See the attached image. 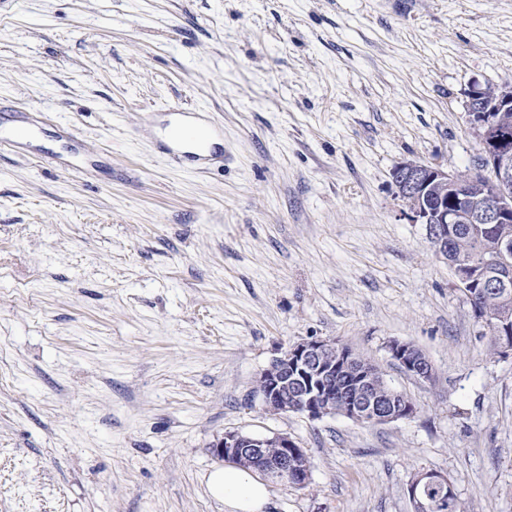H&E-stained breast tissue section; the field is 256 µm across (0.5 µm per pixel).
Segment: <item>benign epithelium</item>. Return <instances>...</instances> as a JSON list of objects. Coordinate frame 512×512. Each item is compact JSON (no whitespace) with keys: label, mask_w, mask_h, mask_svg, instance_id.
<instances>
[{"label":"benign epithelium","mask_w":512,"mask_h":512,"mask_svg":"<svg viewBox=\"0 0 512 512\" xmlns=\"http://www.w3.org/2000/svg\"><path fill=\"white\" fill-rule=\"evenodd\" d=\"M488 90L475 86L470 92L468 112L483 144V168L491 169L499 189L489 195H477L471 184L459 179L438 164L416 161L402 163L392 171V180L412 220L428 227L436 254L453 270L459 284L472 286L474 265L455 253L453 243L461 232L476 240L500 224H512V130L493 120L485 108ZM482 264L495 271L490 283L498 288L512 279V244L501 245L490 254L480 255ZM486 333L497 336L500 353L512 354L507 318L479 314ZM393 359L414 377L432 380L434 371L428 358L416 353L410 342L389 345ZM358 357L347 346L334 340L311 339L298 343L274 358L260 374L257 384L265 409L273 412H302L312 419L336 414V395L344 401L343 416L372 424H384L403 417L399 403L381 401L370 387L368 369L355 370ZM279 448L275 459L266 449ZM217 458L245 467L263 463L261 475L273 480H293L303 487L308 481L307 454L286 435L258 437L239 432L224 434L213 445ZM447 477L422 472L409 487L414 510L422 512L423 491L430 485H447Z\"/></svg>","instance_id":"benign-epithelium-1"}]
</instances>
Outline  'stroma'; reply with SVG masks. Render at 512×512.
I'll return each mask as SVG.
<instances>
[{
  "instance_id": "35a3bbf8",
  "label": "stroma",
  "mask_w": 512,
  "mask_h": 512,
  "mask_svg": "<svg viewBox=\"0 0 512 512\" xmlns=\"http://www.w3.org/2000/svg\"><path fill=\"white\" fill-rule=\"evenodd\" d=\"M476 84L512 85V0H0V111L35 132L0 151V512H225L234 431L311 460L267 512H413L420 472L512 512V355L391 177L475 168ZM172 104L222 127V165L171 159ZM311 338L416 413L265 410L260 373ZM416 349L410 342L393 341L389 345L391 357L409 373L424 382L431 381L434 375L432 364L428 358L419 356Z\"/></svg>"
}]
</instances>
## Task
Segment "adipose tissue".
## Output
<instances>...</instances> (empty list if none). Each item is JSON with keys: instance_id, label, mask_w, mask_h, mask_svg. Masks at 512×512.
<instances>
[{"instance_id": "obj_1", "label": "adipose tissue", "mask_w": 512, "mask_h": 512, "mask_svg": "<svg viewBox=\"0 0 512 512\" xmlns=\"http://www.w3.org/2000/svg\"><path fill=\"white\" fill-rule=\"evenodd\" d=\"M213 497L226 512H263L269 503L266 485L252 472L233 464L213 469L207 479Z\"/></svg>"}]
</instances>
